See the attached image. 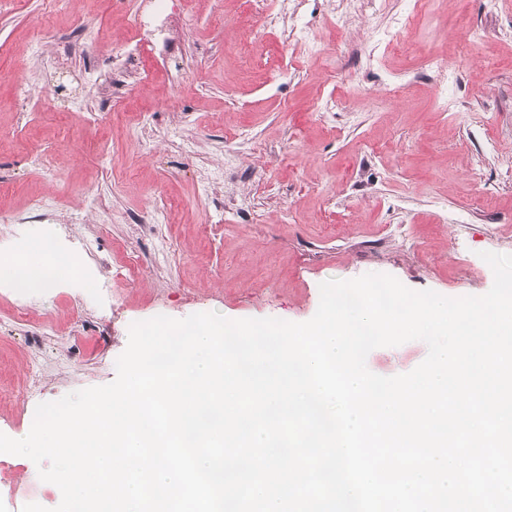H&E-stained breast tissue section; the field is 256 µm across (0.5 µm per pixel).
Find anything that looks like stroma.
I'll list each match as a JSON object with an SVG mask.
<instances>
[{
	"instance_id": "obj_1",
	"label": "stroma",
	"mask_w": 512,
	"mask_h": 512,
	"mask_svg": "<svg viewBox=\"0 0 512 512\" xmlns=\"http://www.w3.org/2000/svg\"><path fill=\"white\" fill-rule=\"evenodd\" d=\"M413 3L307 0L298 19L320 49L285 55L279 38L256 37L240 0H195L155 34L148 83L106 109L97 87L112 78L113 42L133 32L134 0H0V212L46 202L66 224L60 247L82 260L24 319L0 294V433L30 429L38 401L111 383L137 321L305 322L322 282L367 273L450 298L491 289L483 252L512 254V0H426L415 56L367 42ZM470 30L485 36L473 51ZM69 43L76 52L58 63ZM436 53L456 63L444 112ZM390 80L405 99H386ZM321 99L335 111H317ZM185 140L194 158L179 152ZM37 155L49 171L34 168ZM161 198L175 218L132 223ZM43 237L40 224L0 223L1 282L7 259ZM129 250L139 277L115 283L108 267ZM35 353L38 401L27 394ZM427 353L414 340L372 350L366 365L395 376ZM0 480L44 507L61 501L26 457L0 453Z\"/></svg>"
}]
</instances>
